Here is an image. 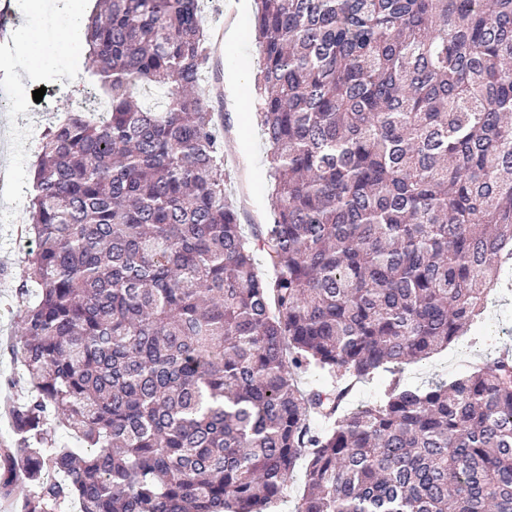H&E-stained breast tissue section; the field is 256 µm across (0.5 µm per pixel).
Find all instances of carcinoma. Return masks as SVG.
Returning a JSON list of instances; mask_svg holds the SVG:
<instances>
[{
	"instance_id": "cac0c4a2",
	"label": "carcinoma",
	"mask_w": 512,
	"mask_h": 512,
	"mask_svg": "<svg viewBox=\"0 0 512 512\" xmlns=\"http://www.w3.org/2000/svg\"><path fill=\"white\" fill-rule=\"evenodd\" d=\"M256 3L275 280L225 195L199 0H96L108 107L40 143L0 498L274 512L303 459L296 512H512V359L339 415L346 382L482 319L512 264V0Z\"/></svg>"
}]
</instances>
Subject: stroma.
Here are the masks:
<instances>
[{
    "label": "stroma",
    "mask_w": 512,
    "mask_h": 512,
    "mask_svg": "<svg viewBox=\"0 0 512 512\" xmlns=\"http://www.w3.org/2000/svg\"><path fill=\"white\" fill-rule=\"evenodd\" d=\"M65 0H41L32 11L30 0H11L14 20L5 38L0 39V90L7 91L11 106L0 109V167L9 168L12 180L0 188V211L10 221L0 223V448L12 446L15 435L9 415L24 395L23 383L14 363L11 346L21 332L24 306L15 287L28 254L36 243L27 228L31 222L29 196L33 163L39 152L41 135L52 117L67 112L83 89L80 73L70 68L59 72L33 68L17 41L30 27H38L50 39L61 38L56 19ZM242 38L223 52H210L204 92L219 115L224 152V186L236 207L243 235L256 242L277 212L275 183L269 173L270 147L259 118L260 97L256 78L262 64L253 37V12L240 17ZM235 68L243 73L241 86L234 91L225 86V72ZM44 89L42 101H34L36 89ZM481 321L448 349L432 357L404 365L395 377L401 384L427 388L438 380L449 381L485 366L491 358L512 349V281L501 280ZM390 373L382 372L359 382L344 412L379 400Z\"/></svg>",
    "instance_id": "35a3bbf8"
}]
</instances>
